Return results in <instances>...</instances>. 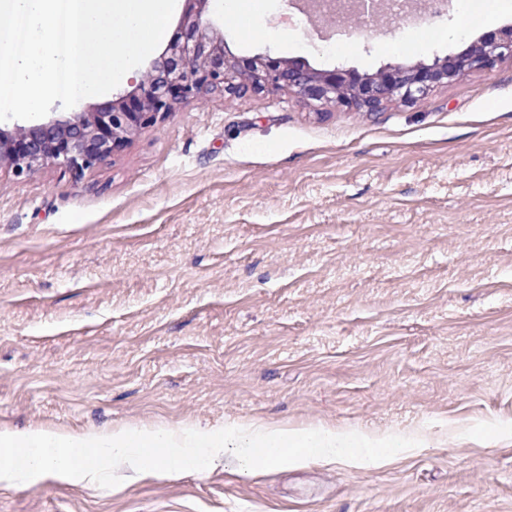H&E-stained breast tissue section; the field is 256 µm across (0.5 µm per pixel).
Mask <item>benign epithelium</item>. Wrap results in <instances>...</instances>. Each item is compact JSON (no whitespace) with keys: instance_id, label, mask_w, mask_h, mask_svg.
<instances>
[{"instance_id":"benign-epithelium-1","label":"benign epithelium","mask_w":512,"mask_h":512,"mask_svg":"<svg viewBox=\"0 0 512 512\" xmlns=\"http://www.w3.org/2000/svg\"><path fill=\"white\" fill-rule=\"evenodd\" d=\"M211 0H184L177 36L163 58L146 67L133 89L97 112L74 109L35 120L0 124V168L22 176L49 165L80 178L123 148L139 129L154 124L183 99L222 92L287 90L314 107L377 112L394 100L413 102L465 70H489L512 58V29L481 39L461 54L433 63L390 66L358 74L336 66L316 70L293 60L227 54L224 32L204 18ZM374 0H352L339 14L347 32L358 29Z\"/></svg>"}]
</instances>
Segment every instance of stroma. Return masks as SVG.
<instances>
[{
	"label": "stroma",
	"instance_id": "obj_1",
	"mask_svg": "<svg viewBox=\"0 0 512 512\" xmlns=\"http://www.w3.org/2000/svg\"><path fill=\"white\" fill-rule=\"evenodd\" d=\"M249 9L230 54L362 74L512 27L491 0L336 39ZM248 422L418 444L0 484V512H512V61L375 113L188 99L83 177L0 170V430Z\"/></svg>",
	"mask_w": 512,
	"mask_h": 512
}]
</instances>
